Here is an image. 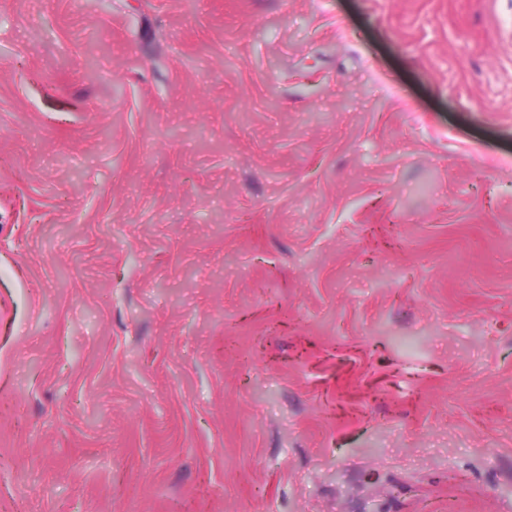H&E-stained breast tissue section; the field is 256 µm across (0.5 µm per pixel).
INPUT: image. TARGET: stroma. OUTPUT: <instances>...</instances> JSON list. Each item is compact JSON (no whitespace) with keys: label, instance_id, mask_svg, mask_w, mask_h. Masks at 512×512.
Returning a JSON list of instances; mask_svg holds the SVG:
<instances>
[{"label":"stroma","instance_id":"35a3bbf8","mask_svg":"<svg viewBox=\"0 0 512 512\" xmlns=\"http://www.w3.org/2000/svg\"><path fill=\"white\" fill-rule=\"evenodd\" d=\"M0 512H512V0H0Z\"/></svg>","mask_w":512,"mask_h":512}]
</instances>
